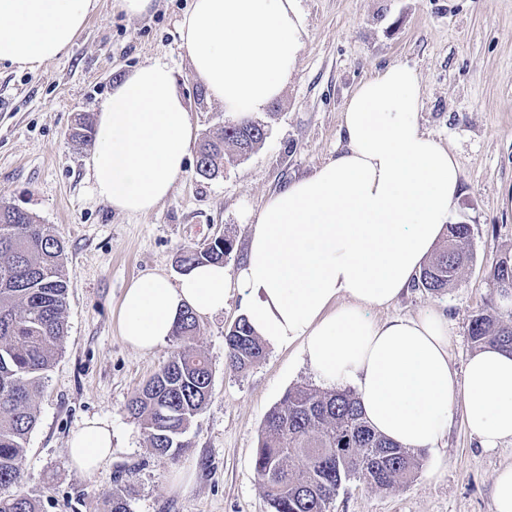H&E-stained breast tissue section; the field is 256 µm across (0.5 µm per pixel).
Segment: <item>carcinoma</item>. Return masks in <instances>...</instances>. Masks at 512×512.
Wrapping results in <instances>:
<instances>
[{"label":"carcinoma","instance_id":"1","mask_svg":"<svg viewBox=\"0 0 512 512\" xmlns=\"http://www.w3.org/2000/svg\"><path fill=\"white\" fill-rule=\"evenodd\" d=\"M94 135L83 116L70 130L78 145L92 141ZM266 138L265 127L249 120L226 126L200 143L195 173L213 177L224 167L227 152L248 155ZM471 237V225H448L442 243L420 272L418 287L440 294L458 281L470 261L466 246ZM230 251L227 239L188 249L179 257L180 270L222 264ZM488 280L495 294L503 299L512 296V255L496 261ZM68 288L61 239L32 214L1 203L0 512H40L36 499L4 491L24 479L26 444L37 423L36 399L67 333ZM198 329L195 313L184 311L173 332L177 350L127 404L128 413L143 425L150 452L159 457H174L188 447L183 435L211 396L210 363L194 345ZM469 336L476 349L491 346L512 352V320L505 322L487 309L473 316ZM224 343L230 364L241 371L266 355L244 317L228 329ZM420 466L417 454L371 429L356 393L311 385L289 389L267 413L254 459L271 512H329L344 481L358 477L388 488L410 480Z\"/></svg>","mask_w":512,"mask_h":512}]
</instances>
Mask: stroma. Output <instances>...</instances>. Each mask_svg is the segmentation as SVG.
Wrapping results in <instances>:
<instances>
[{"label":"stroma","instance_id":"35a3bbf8","mask_svg":"<svg viewBox=\"0 0 512 512\" xmlns=\"http://www.w3.org/2000/svg\"><path fill=\"white\" fill-rule=\"evenodd\" d=\"M191 3L158 0L154 12L130 17L98 0L66 55L34 72L0 68V202L51 227L65 245L69 278L67 336L36 400L18 487L42 512H104L116 491L130 512H270L254 470L263 421L289 388L320 384L300 346L267 349L260 364L240 371L224 345L241 316L238 301L200 320L195 343L212 368V394L185 434L187 448L160 458L126 406L177 342L131 349L119 331L120 300L143 272L178 278L180 254L215 236L230 240L225 267L234 270L266 198L343 148L342 111L375 71L402 65L418 74V123L455 156L462 181L454 221L473 233L458 282L441 294L411 287L372 318L445 313L450 365L462 372L474 352L470 320L490 302L488 272L512 253V0H298L296 70L254 117L268 131L264 145L225 160L209 179L196 175L189 153L173 192L150 213H121L100 200L86 166L91 148L74 144L70 129L78 115L96 118L136 67L160 58L173 68L199 135L236 121L208 98L181 48L178 21ZM94 417L112 426V455L88 476L69 466L66 442ZM442 446L441 467L424 457L411 481L378 489L347 480L330 512H494L493 483L512 466V443L482 448L459 407ZM185 469L193 475L186 488L177 483Z\"/></svg>","mask_w":512,"mask_h":512}]
</instances>
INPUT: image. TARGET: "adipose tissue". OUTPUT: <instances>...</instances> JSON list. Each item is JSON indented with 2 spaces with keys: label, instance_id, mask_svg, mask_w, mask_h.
<instances>
[{
  "label": "adipose tissue",
  "instance_id": "1",
  "mask_svg": "<svg viewBox=\"0 0 512 512\" xmlns=\"http://www.w3.org/2000/svg\"><path fill=\"white\" fill-rule=\"evenodd\" d=\"M96 2L0 0V66L35 71L59 57ZM179 31L193 76L241 118L281 97L302 45L297 0H192ZM421 97L418 75L400 65L360 83L342 116L344 148L267 197L235 271L203 264L175 281L154 271L130 283L118 313L127 344L151 351L185 309L207 318L235 297L257 336L300 344L316 376L354 386L365 420L402 448L440 457L459 404L483 447L512 442L511 354L478 351L458 377L441 313L369 315L415 283L460 194L454 156L417 121ZM194 139L173 69L160 59L137 67L96 118L95 194L119 212L152 211L184 174ZM111 454L101 419L67 442L71 466L86 475Z\"/></svg>",
  "mask_w": 512,
  "mask_h": 512
}]
</instances>
